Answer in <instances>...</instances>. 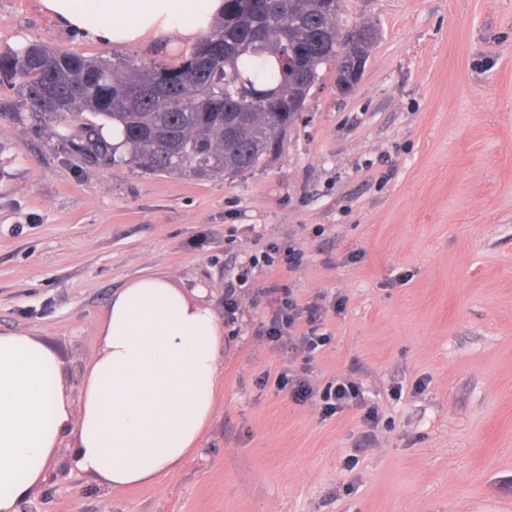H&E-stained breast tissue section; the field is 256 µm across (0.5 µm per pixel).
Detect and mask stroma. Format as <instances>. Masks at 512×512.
Segmentation results:
<instances>
[{
  "mask_svg": "<svg viewBox=\"0 0 512 512\" xmlns=\"http://www.w3.org/2000/svg\"><path fill=\"white\" fill-rule=\"evenodd\" d=\"M364 20L380 36L352 92L324 66L279 155L222 178L89 161L71 142L91 114L20 123L0 88L1 333L40 336L73 371L145 268L204 286L219 313L249 273L219 413L179 472L112 493L61 459L21 512H512V0H345L340 26ZM35 40L185 55L96 44L39 0H0V52ZM274 243L302 264L253 265ZM271 286L323 304L327 346L268 343ZM285 367L317 388L351 377L365 403L326 418L260 385Z\"/></svg>",
  "mask_w": 512,
  "mask_h": 512,
  "instance_id": "35a3bbf8",
  "label": "stroma"
}]
</instances>
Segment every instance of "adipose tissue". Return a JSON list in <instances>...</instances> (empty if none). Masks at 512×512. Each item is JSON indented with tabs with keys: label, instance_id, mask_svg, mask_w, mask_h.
<instances>
[{
	"label": "adipose tissue",
	"instance_id": "obj_1",
	"mask_svg": "<svg viewBox=\"0 0 512 512\" xmlns=\"http://www.w3.org/2000/svg\"><path fill=\"white\" fill-rule=\"evenodd\" d=\"M40 4L60 26L114 47H188L224 12V0ZM203 294L145 270L114 293L76 384L40 337L0 333V512H17L61 456L114 491L157 483L191 459L224 376V327Z\"/></svg>",
	"mask_w": 512,
	"mask_h": 512
}]
</instances>
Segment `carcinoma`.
<instances>
[{"label":"carcinoma","mask_w":512,"mask_h":512,"mask_svg":"<svg viewBox=\"0 0 512 512\" xmlns=\"http://www.w3.org/2000/svg\"><path fill=\"white\" fill-rule=\"evenodd\" d=\"M336 0H224L198 46L171 65L85 57L30 41L0 52V86L17 94L14 119L66 123L88 112L74 150L152 173L224 177L256 169L279 150L326 64L350 72L378 39L358 45ZM122 140L102 136L107 126Z\"/></svg>","instance_id":"obj_1"}]
</instances>
